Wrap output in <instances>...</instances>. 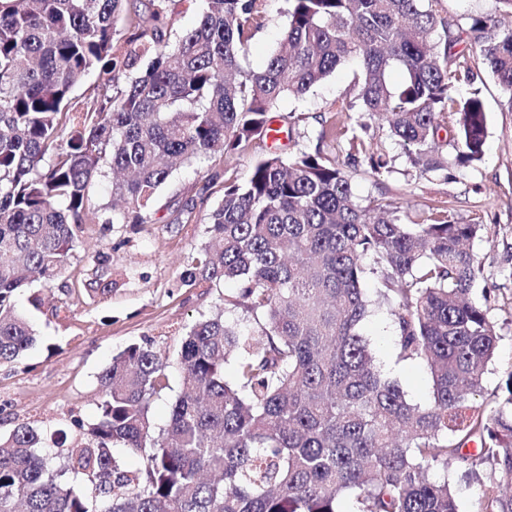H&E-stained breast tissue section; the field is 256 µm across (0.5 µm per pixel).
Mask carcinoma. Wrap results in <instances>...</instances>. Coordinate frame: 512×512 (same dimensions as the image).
Masks as SVG:
<instances>
[{"instance_id": "obj_1", "label": "carcinoma", "mask_w": 512, "mask_h": 512, "mask_svg": "<svg viewBox=\"0 0 512 512\" xmlns=\"http://www.w3.org/2000/svg\"><path fill=\"white\" fill-rule=\"evenodd\" d=\"M172 2L127 17L121 32L125 0H0V363L35 342L17 293L62 277L82 225L148 223L176 165L244 150L284 97L339 66H356L343 111L387 126L421 175L448 170L449 146L459 167L483 158V100L458 90L474 83L471 49L512 93V28L488 17L463 25L442 0H287L288 24L258 71L241 59L266 0H206L174 43ZM144 58L145 72L127 79ZM91 72L98 86L71 102ZM349 132L340 163L324 145ZM387 157L344 125L321 130L312 152H271L244 184H224L180 282H236L233 306L262 315V327L223 310L194 322L161 427L151 403L166 362L147 343L99 375L98 419L58 443L60 466L33 428L0 436V512H341L344 499L350 512H459L448 479L433 477L450 469L476 481V512H512V371L492 401H477L499 340L495 289L472 297L482 225L444 208L408 224L389 202L359 204L348 169L379 174ZM108 172L111 199L96 206L90 188ZM375 308L394 319L397 361L427 367V404L376 365L360 333ZM117 447L141 468H122ZM66 472L84 489L64 485Z\"/></svg>"}]
</instances>
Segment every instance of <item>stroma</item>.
I'll return each instance as SVG.
<instances>
[{"label":"stroma","mask_w":512,"mask_h":512,"mask_svg":"<svg viewBox=\"0 0 512 512\" xmlns=\"http://www.w3.org/2000/svg\"><path fill=\"white\" fill-rule=\"evenodd\" d=\"M285 0H267L266 23L242 61L244 69L260 70L276 49L286 26ZM476 87L481 90L487 119V148L472 168L449 167L447 178L417 175L401 147L389 144V170L376 176L369 170L353 172L354 195L361 204L377 199L401 208L410 220L426 218L431 208L446 207L461 224H480L482 238L472 252L483 267L479 287L493 288L497 298L490 315L500 340L495 359L484 376V398H491L512 371V93L492 77L482 57H475ZM353 85V69L345 66L312 88L303 98H284L271 113L275 127H292L291 138L281 139L282 152L292 156L313 151L323 124L345 120L367 124L369 142H388L387 130L356 114L345 118L341 109ZM297 123H290V116ZM269 141L254 140L236 155L218 156L179 167L160 190L146 224H117L108 236L100 227H83L84 247L109 249L110 263L95 268L78 257L62 278V286L44 290V304L34 309L28 292L16 297L18 309L35 325L38 343L15 364H0V435L27 425L51 438L73 433L74 421L94 423L101 401L98 377L113 356L132 344L151 343L165 357L168 387L151 405L157 424H165L179 394L178 352L189 327L201 316L235 300L233 284L209 288L181 286L182 272L207 239L204 218L223 194L221 185L207 186L211 172L244 181L251 165L265 156ZM111 279L110 295L94 296L87 285L95 277ZM362 331L377 364L397 379L410 402L424 404L432 395L427 369L394 358L395 330L389 315L377 312Z\"/></svg>","instance_id":"35a3bbf8"}]
</instances>
